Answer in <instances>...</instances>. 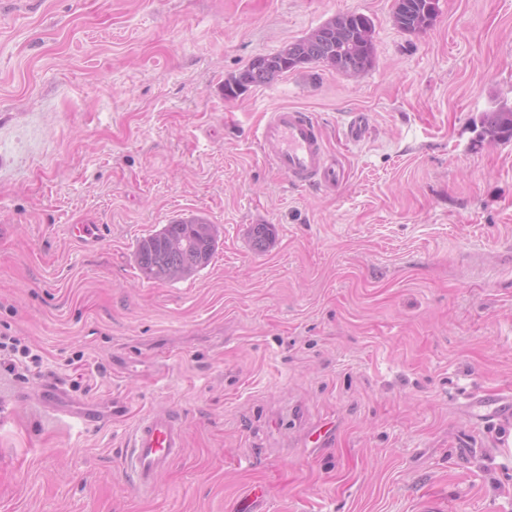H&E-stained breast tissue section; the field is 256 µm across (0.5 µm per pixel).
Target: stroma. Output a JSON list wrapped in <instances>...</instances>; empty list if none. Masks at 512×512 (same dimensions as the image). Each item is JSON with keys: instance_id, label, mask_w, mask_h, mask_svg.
I'll return each instance as SVG.
<instances>
[{"instance_id": "stroma-1", "label": "stroma", "mask_w": 512, "mask_h": 512, "mask_svg": "<svg viewBox=\"0 0 512 512\" xmlns=\"http://www.w3.org/2000/svg\"><path fill=\"white\" fill-rule=\"evenodd\" d=\"M394 5L0 0V334L42 358L0 370V512H512V413H468L512 393V139L478 136L512 105V0H438L415 34ZM345 13L373 22L372 68L225 100L228 74ZM284 106L320 123L336 191L264 161ZM194 216L220 228L210 264L144 279L138 240ZM44 382L107 422L21 399ZM154 407L187 448L143 496L120 449ZM510 405L512 409V395L509 394L494 399H476L469 405V410L475 420L484 422L497 417Z\"/></svg>"}]
</instances>
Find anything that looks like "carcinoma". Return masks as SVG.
<instances>
[{"label": "carcinoma", "instance_id": "1", "mask_svg": "<svg viewBox=\"0 0 512 512\" xmlns=\"http://www.w3.org/2000/svg\"><path fill=\"white\" fill-rule=\"evenodd\" d=\"M436 0H395V25L416 33L430 26ZM372 21L363 14H341L280 50L253 58L224 80V97L236 99L252 86L268 84L307 65L320 64L341 74H361L374 63ZM479 136L492 140L512 138V107L503 104L483 114ZM219 229L203 217L179 219L137 243L135 261L149 280L171 283L205 268L215 250Z\"/></svg>", "mask_w": 512, "mask_h": 512}]
</instances>
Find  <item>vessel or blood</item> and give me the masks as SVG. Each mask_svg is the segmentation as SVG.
Masks as SVG:
<instances>
[{
	"mask_svg": "<svg viewBox=\"0 0 512 512\" xmlns=\"http://www.w3.org/2000/svg\"><path fill=\"white\" fill-rule=\"evenodd\" d=\"M262 156L277 172L297 186L334 187L339 171L327 151L318 122L310 113L282 107L268 114L256 131ZM36 398L57 414L88 420V413L76 412L66 395L50 386L40 387ZM512 406V395L474 400L469 410L478 421L500 415ZM186 424L180 414L167 408H154L133 425L121 463L137 492L149 493L157 476L169 470L185 454Z\"/></svg>",
	"mask_w": 512,
	"mask_h": 512,
	"instance_id": "obj_1",
	"label": "vessel or blood"
}]
</instances>
